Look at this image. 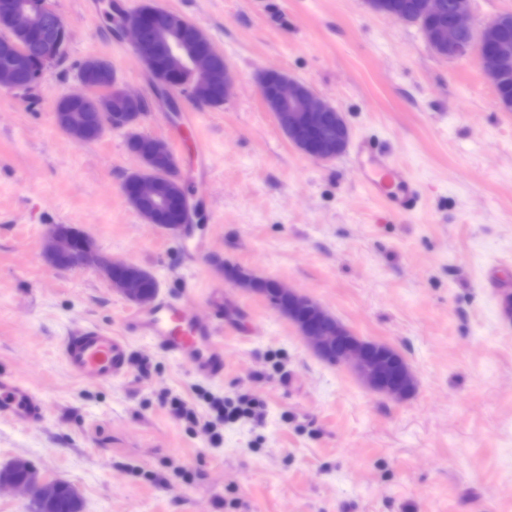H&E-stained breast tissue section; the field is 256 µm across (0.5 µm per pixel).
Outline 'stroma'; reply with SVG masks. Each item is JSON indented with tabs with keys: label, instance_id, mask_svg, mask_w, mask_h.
Here are the masks:
<instances>
[{
	"label": "stroma",
	"instance_id": "35a3bbf8",
	"mask_svg": "<svg viewBox=\"0 0 512 512\" xmlns=\"http://www.w3.org/2000/svg\"><path fill=\"white\" fill-rule=\"evenodd\" d=\"M113 0H53L71 37L36 103L0 90V373L44 408L0 419V468L28 460L70 485L82 512H512V313L484 271L512 263V112L472 59L436 55L419 27L364 0H155L200 24L230 62L223 105L155 103ZM112 62L150 100L141 133L177 143L188 231L145 223L122 184L139 166L124 133L72 142L55 103L81 91L75 65ZM277 68L333 104L345 150L314 161L284 135L256 77ZM194 123L192 138L180 135ZM362 141L421 183L398 217L358 184ZM156 278L197 283L218 315L224 381L196 380L138 337L125 378L89 383L59 358L68 332L123 333L135 306L91 269L49 264L53 226ZM228 266L311 297L354 335L398 350L417 385L395 402L317 357ZM251 418L209 428L211 404Z\"/></svg>",
	"mask_w": 512,
	"mask_h": 512
}]
</instances>
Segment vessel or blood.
<instances>
[{
  "label": "vessel or blood",
  "mask_w": 512,
  "mask_h": 512,
  "mask_svg": "<svg viewBox=\"0 0 512 512\" xmlns=\"http://www.w3.org/2000/svg\"><path fill=\"white\" fill-rule=\"evenodd\" d=\"M354 163L359 183L371 196L383 200L398 216L415 214L419 201L417 180L406 169L375 153L370 143L356 147ZM194 285L175 297H162L125 321V335L89 327L68 333L60 341L62 360L76 377L96 383L124 376L129 364L128 339L144 338L155 349L184 365L199 379H224V338L214 320L202 319ZM0 419L40 423L42 407L30 389L10 376H0Z\"/></svg>",
  "instance_id": "obj_1"
}]
</instances>
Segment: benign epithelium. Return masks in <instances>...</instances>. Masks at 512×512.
Listing matches in <instances>:
<instances>
[{
    "instance_id": "7a95c632",
    "label": "benign epithelium",
    "mask_w": 512,
    "mask_h": 512,
    "mask_svg": "<svg viewBox=\"0 0 512 512\" xmlns=\"http://www.w3.org/2000/svg\"><path fill=\"white\" fill-rule=\"evenodd\" d=\"M443 10V0H423L421 15L424 24L421 31L429 46L438 43L446 46V58H474L484 71L491 63L512 57L511 45L492 44L484 33L475 36L468 23L472 0H456L451 22L447 28L439 30L432 26V22ZM0 21L8 26L19 45L33 42L40 45V68L28 77L30 85L38 87L45 69L62 62L67 50L69 32L60 16L49 0H44L38 9L18 0H0ZM119 28L129 33L145 71L155 74L158 82L167 89L191 91L205 78L210 85L223 87L224 97L230 96L233 88L231 64L224 62L222 70L208 66L203 47L212 48L214 44L197 23L155 5L142 15L121 21ZM78 81L88 90L84 103L73 108L69 98L65 97L57 103L54 113L58 128L76 143L96 140L95 130L100 124L106 128L117 125L124 129L131 123L139 124L147 113L145 99L122 86L112 63L105 58L90 56L83 59L78 67ZM257 83L263 102L273 100L282 110L293 112L294 126L289 140L304 155L314 160L334 158L332 154L307 150L303 140L305 133L319 130L331 113L336 117V127L342 139H347L349 131L337 108L317 98L306 85L281 72L263 71L258 74ZM0 89L24 96L25 85L21 83L19 68L10 60L0 64ZM142 139L149 142V148L140 154L142 166L129 174L122 185V192L130 204L149 193L161 165L165 167L168 179L178 181L174 176L177 163L169 144L162 138L149 135L142 136ZM45 254L56 267L97 270L112 288L132 303L141 307L150 304L145 282L152 278V274L139 270L133 263L115 260L101 253L88 237L77 238L55 226L47 237ZM276 288L281 296L307 302L308 315L304 318L297 316L295 308L285 307L277 300L271 305L296 326L321 358L350 369L365 386L392 400H402L413 391L416 378L403 357L393 356L392 363L373 358L366 343L341 322L334 321V317L320 304L283 283H276ZM13 467L25 470V477H0V486L27 489L35 499L51 498L54 483L40 477L25 460L14 461Z\"/></svg>"
}]
</instances>
